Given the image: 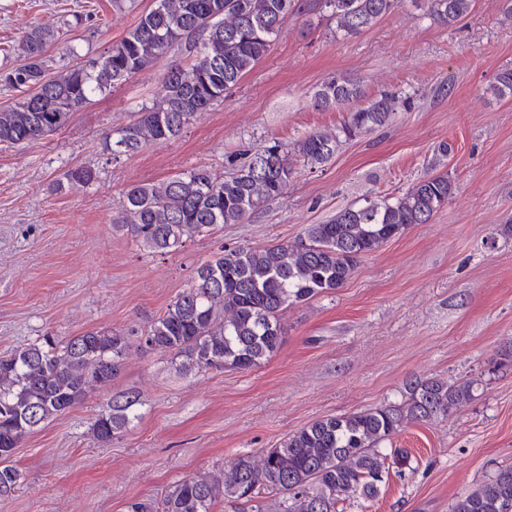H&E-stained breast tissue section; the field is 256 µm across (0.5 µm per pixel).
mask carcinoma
I'll use <instances>...</instances> for the list:
<instances>
[{
	"label": "carcinoma",
	"instance_id": "carcinoma-1",
	"mask_svg": "<svg viewBox=\"0 0 512 512\" xmlns=\"http://www.w3.org/2000/svg\"><path fill=\"white\" fill-rule=\"evenodd\" d=\"M426 15L454 26L473 0H424ZM399 0H155L125 36L101 55L52 72L45 51L54 32L30 26L19 42L23 63L0 69V85L21 96L0 109V144L25 146L67 125L91 98L153 67L171 50L184 62L167 68L161 96L106 137L112 154L134 153L178 136L265 57L293 14L336 22V34L352 37L391 13ZM512 95V69L493 86ZM360 96L351 80L336 75L315 92L317 105L336 108ZM411 95L381 92L367 106L347 113L334 132L298 141L304 163L324 165L339 145L389 125ZM294 167L279 142L256 151L227 175L199 166L158 184H137L124 194L113 228L141 247L165 253L223 224H239L285 193ZM71 185L89 186L95 172L75 168ZM446 174L427 176L395 196L365 199L321 224H308L301 241L262 248L223 246L200 265L191 283L141 333L146 350L182 359L199 372L250 370L273 355L283 340L286 310L330 294L351 278L359 259L375 252L412 224H426L452 194ZM129 336L95 330L67 339L45 335L0 356V497L12 495L21 472L11 465L15 449L37 428L81 404L91 389L118 375ZM471 381L416 379L399 403L317 419L261 455H241L224 473H203L172 485L154 502L135 501L128 512H217L225 502L238 512H265L264 500L279 499L280 512H341L338 504L376 496L390 472L413 470L406 448H385L407 422L446 416L473 395ZM133 395L112 398L93 424L96 440L112 442L130 422ZM449 512H512V466L456 498Z\"/></svg>",
	"mask_w": 512,
	"mask_h": 512
}]
</instances>
